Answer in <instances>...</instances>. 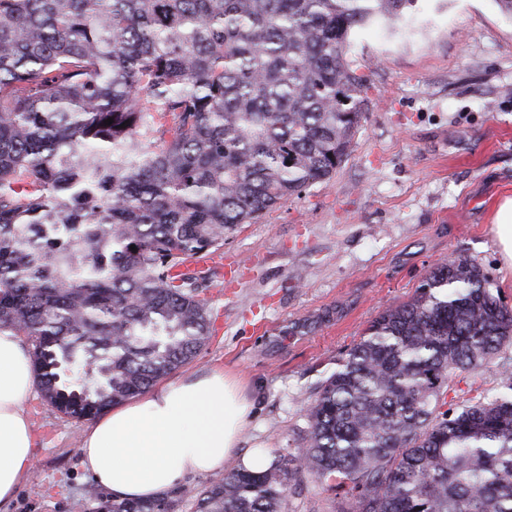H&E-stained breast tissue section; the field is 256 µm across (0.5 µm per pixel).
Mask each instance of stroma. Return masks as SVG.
Wrapping results in <instances>:
<instances>
[{
	"label": "stroma",
	"instance_id": "1",
	"mask_svg": "<svg viewBox=\"0 0 512 512\" xmlns=\"http://www.w3.org/2000/svg\"><path fill=\"white\" fill-rule=\"evenodd\" d=\"M346 58L369 86L349 157L225 237L204 285L216 334L183 370L246 379L244 453H297L319 385L436 264L467 255L512 305L491 222L512 197V19L494 0H415L396 27L354 29ZM231 260L247 268L236 288ZM28 411L38 447L14 512H94L106 493L79 464L82 422L37 396ZM300 483L284 512H334L327 483Z\"/></svg>",
	"mask_w": 512,
	"mask_h": 512
}]
</instances>
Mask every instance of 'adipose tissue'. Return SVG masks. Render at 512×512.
I'll return each mask as SVG.
<instances>
[{
  "label": "adipose tissue",
  "mask_w": 512,
  "mask_h": 512,
  "mask_svg": "<svg viewBox=\"0 0 512 512\" xmlns=\"http://www.w3.org/2000/svg\"><path fill=\"white\" fill-rule=\"evenodd\" d=\"M38 388L31 349L0 329V512L35 462L36 433L24 407ZM252 404L220 370L181 374L97 416L81 432L79 463L112 499L158 500L191 475L229 466L259 471L266 454L238 453Z\"/></svg>",
  "instance_id": "obj_1"
}]
</instances>
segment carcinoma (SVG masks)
<instances>
[{"mask_svg": "<svg viewBox=\"0 0 512 512\" xmlns=\"http://www.w3.org/2000/svg\"><path fill=\"white\" fill-rule=\"evenodd\" d=\"M413 3L0 0V327L31 342L44 402L90 420L206 346L211 270L185 261L336 173L367 94L349 34ZM508 345L489 274L435 266L322 382L300 454L210 479L194 512H282L305 474L336 512H512V363L446 401ZM499 360H494L482 367L462 374H457L454 379L455 388L467 390L468 385L475 383L474 386H481V388L495 393L500 387V365ZM459 381V383H458Z\"/></svg>", "mask_w": 512, "mask_h": 512, "instance_id": "cac0c4a2", "label": "carcinoma"}]
</instances>
